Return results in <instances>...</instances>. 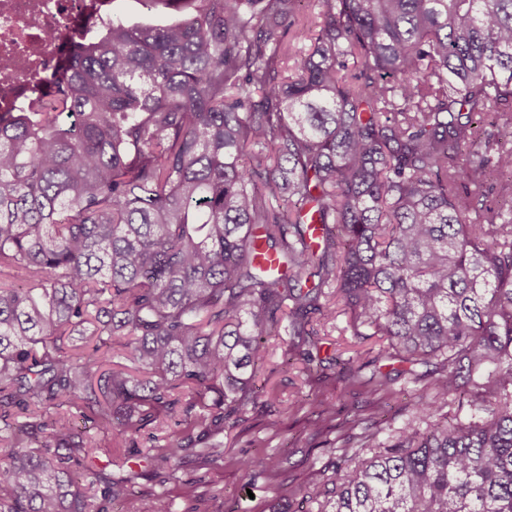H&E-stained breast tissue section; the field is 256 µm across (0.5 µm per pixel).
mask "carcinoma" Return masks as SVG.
<instances>
[{"label": "carcinoma", "mask_w": 512, "mask_h": 512, "mask_svg": "<svg viewBox=\"0 0 512 512\" xmlns=\"http://www.w3.org/2000/svg\"><path fill=\"white\" fill-rule=\"evenodd\" d=\"M137 2L0 112V512H140L143 478L198 512L269 338L311 373L340 314L374 406L382 361L422 395L267 512H512V0Z\"/></svg>", "instance_id": "1"}]
</instances>
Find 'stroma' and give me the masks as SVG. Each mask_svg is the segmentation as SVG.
<instances>
[{"label":"stroma","mask_w":512,"mask_h":512,"mask_svg":"<svg viewBox=\"0 0 512 512\" xmlns=\"http://www.w3.org/2000/svg\"><path fill=\"white\" fill-rule=\"evenodd\" d=\"M286 348L285 342L270 340L268 361L260 373L267 388L277 394L278 405L269 406L265 398H258L219 436L224 444V469L216 480L224 488V501L208 503L207 512L221 507L229 512H265L273 491L264 480L250 482L243 459L253 455L277 457L281 461L278 482L288 486L312 484L334 459L336 449L360 434V427L348 423L349 413L362 419L371 415L361 388L340 379L331 367L309 376L299 362L285 364ZM298 397L309 398V406L290 411L289 402ZM319 400L329 403L335 416L316 439L309 434L307 422L312 416V402Z\"/></svg>","instance_id":"1"}]
</instances>
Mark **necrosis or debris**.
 <instances>
[{
	"label": "necrosis or debris",
	"mask_w": 512,
	"mask_h": 512,
	"mask_svg": "<svg viewBox=\"0 0 512 512\" xmlns=\"http://www.w3.org/2000/svg\"><path fill=\"white\" fill-rule=\"evenodd\" d=\"M108 0H0V112L41 92L75 26H100Z\"/></svg>",
	"instance_id": "obj_1"
}]
</instances>
